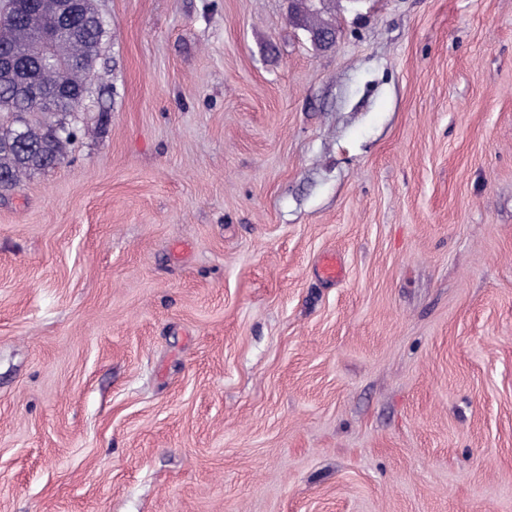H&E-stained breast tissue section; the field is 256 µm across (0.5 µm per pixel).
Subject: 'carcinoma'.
<instances>
[{
    "label": "carcinoma",
    "mask_w": 512,
    "mask_h": 512,
    "mask_svg": "<svg viewBox=\"0 0 512 512\" xmlns=\"http://www.w3.org/2000/svg\"><path fill=\"white\" fill-rule=\"evenodd\" d=\"M36 24L32 20H23L18 16L0 15V49L22 52L26 38L34 32ZM98 39L94 34H86L80 38L61 36L56 52L62 58L86 57L97 53ZM36 85L47 88L54 85L60 78V72L50 64L40 68L35 75ZM49 109V101L35 95L34 89L27 86L23 79H14L6 83L0 82V114L11 116V121L0 124V142L11 143L14 150L0 152V173L6 179L0 186L12 187L20 177L34 169L46 166V160L56 163L60 160L65 143L70 136H53L55 126H66L64 117L71 114L67 104L56 105L53 114L59 116L56 123L35 127L29 123V115H45Z\"/></svg>",
    "instance_id": "carcinoma-1"
}]
</instances>
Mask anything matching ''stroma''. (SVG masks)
Segmentation results:
<instances>
[{
    "label": "stroma",
    "mask_w": 512,
    "mask_h": 512,
    "mask_svg": "<svg viewBox=\"0 0 512 512\" xmlns=\"http://www.w3.org/2000/svg\"><path fill=\"white\" fill-rule=\"evenodd\" d=\"M95 6L0 188V512H512V0Z\"/></svg>",
    "instance_id": "1"
}]
</instances>
